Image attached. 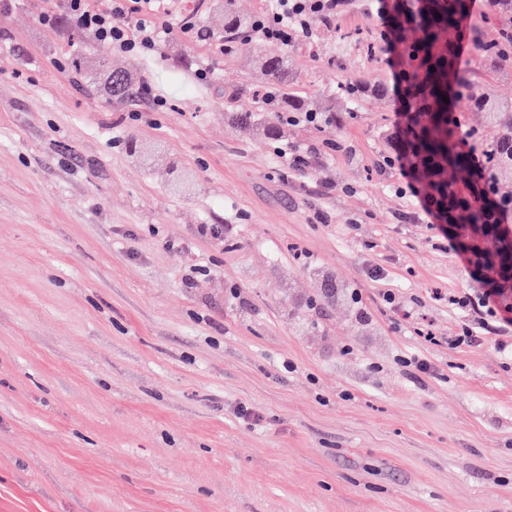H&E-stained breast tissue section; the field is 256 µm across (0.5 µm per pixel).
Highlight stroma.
Masks as SVG:
<instances>
[{"label":"stroma","instance_id":"35a3bbf8","mask_svg":"<svg viewBox=\"0 0 512 512\" xmlns=\"http://www.w3.org/2000/svg\"><path fill=\"white\" fill-rule=\"evenodd\" d=\"M45 4L0 11V512H512V339L454 342L472 268L378 167L396 96L275 140L230 121L263 56L330 109L392 82L390 51L336 37L380 27L377 0L233 55L204 5L210 40L153 60ZM101 59L146 93L88 96ZM386 95V88L379 81H347L341 87V96L345 103V108L339 112H347L348 115L354 111L353 106L360 102H367L371 99L383 97Z\"/></svg>","mask_w":512,"mask_h":512}]
</instances>
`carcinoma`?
Here are the masks:
<instances>
[{"mask_svg": "<svg viewBox=\"0 0 512 512\" xmlns=\"http://www.w3.org/2000/svg\"><path fill=\"white\" fill-rule=\"evenodd\" d=\"M418 8H412L403 22L404 51L409 66L401 73L405 92L412 98L423 95L429 103L422 105L417 123L407 130L405 141L408 148L433 162L432 172L439 176L436 188L453 195L465 197L472 226L481 221L486 198L476 189L479 178L486 177L487 188L495 196L502 213L512 214V188L502 182V175L512 171V100L495 95L477 79L462 75L460 58L456 52L457 19L468 9V0H417ZM214 7L224 9V43L227 53H235L238 44L251 37L250 16L238 15L230 0H215ZM494 20L496 35L477 41L479 59L490 66L494 74L512 76V0H492L485 20ZM260 86L256 90L259 111H271L268 95L280 101L285 112H317L319 108L305 102L289 90L288 57H266L259 63ZM115 85H126L124 97L138 93L131 74L122 69L107 71ZM386 95V88L379 81L351 80L341 87L345 103L344 111L352 114L353 106L360 102ZM453 101V107L443 98ZM466 107L481 113L483 121L498 127L494 140L483 137L476 126L462 125L456 118L459 108ZM466 137L470 153L460 151L458 141ZM482 162L484 173L473 170L469 154Z\"/></svg>", "mask_w": 512, "mask_h": 512, "instance_id": "1", "label": "carcinoma"}]
</instances>
